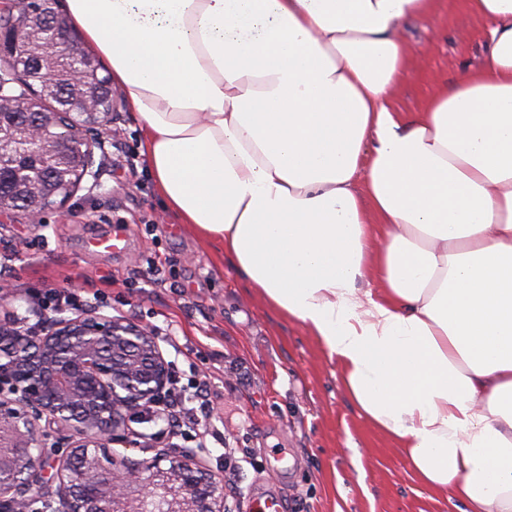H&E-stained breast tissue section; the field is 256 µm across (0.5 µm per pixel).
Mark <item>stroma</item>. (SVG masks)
<instances>
[{
    "instance_id": "stroma-1",
    "label": "stroma",
    "mask_w": 512,
    "mask_h": 512,
    "mask_svg": "<svg viewBox=\"0 0 512 512\" xmlns=\"http://www.w3.org/2000/svg\"><path fill=\"white\" fill-rule=\"evenodd\" d=\"M487 31L465 0H441L434 14L408 21L412 65L391 91L393 107L419 111L481 66ZM140 139L131 112L118 106L98 184L83 180L42 223H0V282L15 290L0 301V318L24 316L28 287L94 293L97 314L151 329L174 324L165 349L174 379L210 381L207 433L161 437L157 423L135 421L112 452L146 462L173 442L199 449L220 476L225 449H234L246 462L236 475L237 512H250L260 487L279 493L283 512H463L413 478L401 449L359 415L335 361L301 324L269 309L228 260L163 216ZM116 230L125 251L94 247ZM149 256L162 263L160 280L147 273Z\"/></svg>"
}]
</instances>
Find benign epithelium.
<instances>
[{"mask_svg": "<svg viewBox=\"0 0 512 512\" xmlns=\"http://www.w3.org/2000/svg\"><path fill=\"white\" fill-rule=\"evenodd\" d=\"M52 2L0 0V107L21 105L56 81L53 61L43 63L37 88L19 68L27 50L21 31L33 26L35 4ZM100 70L90 58L69 69L68 77L82 85L95 76L110 86L112 102L120 101ZM9 76L20 86L16 94L4 92ZM51 118L54 133L40 123L6 126L0 113V156L21 143L36 145L51 161L66 162L76 150L82 156L76 178L49 192L29 168L0 175L34 197L26 208L0 197V217L40 224L45 211L69 201L85 177L99 186L95 150L105 149L102 129L112 123V112L77 99L70 111ZM170 381L156 336L138 324L85 313L34 327L0 319V512H31L50 481L57 482L56 512H234L224 500L223 481L189 450L168 448L147 464L109 451L126 439L132 420L162 404ZM42 419L68 433L66 451L41 450Z\"/></svg>", "mask_w": 512, "mask_h": 512, "instance_id": "obj_1", "label": "benign epithelium"}]
</instances>
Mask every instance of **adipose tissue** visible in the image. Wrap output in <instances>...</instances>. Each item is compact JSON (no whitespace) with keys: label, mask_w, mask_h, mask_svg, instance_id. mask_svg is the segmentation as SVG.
Listing matches in <instances>:
<instances>
[{"label":"adipose tissue","mask_w":512,"mask_h":512,"mask_svg":"<svg viewBox=\"0 0 512 512\" xmlns=\"http://www.w3.org/2000/svg\"><path fill=\"white\" fill-rule=\"evenodd\" d=\"M165 214L302 324L416 479L512 512V0L486 65L390 91L439 0H68Z\"/></svg>","instance_id":"1"}]
</instances>
